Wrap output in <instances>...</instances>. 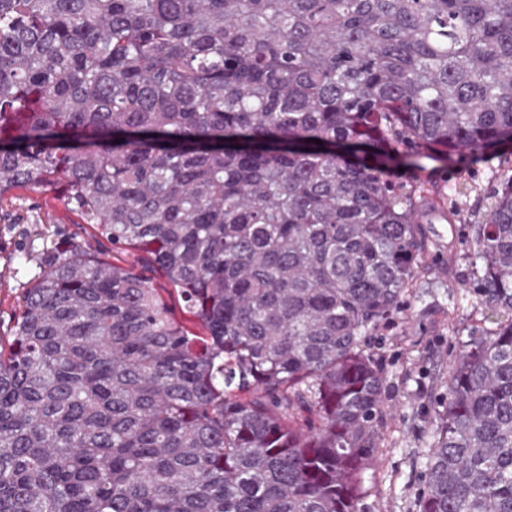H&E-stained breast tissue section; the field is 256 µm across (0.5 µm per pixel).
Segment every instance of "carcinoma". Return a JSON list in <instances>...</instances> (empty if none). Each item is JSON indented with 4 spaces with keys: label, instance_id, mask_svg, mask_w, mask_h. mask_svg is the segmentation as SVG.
I'll use <instances>...</instances> for the list:
<instances>
[{
    "label": "carcinoma",
    "instance_id": "1",
    "mask_svg": "<svg viewBox=\"0 0 512 512\" xmlns=\"http://www.w3.org/2000/svg\"><path fill=\"white\" fill-rule=\"evenodd\" d=\"M512 145V0H0V200L54 192L0 336V512H371L421 265L389 167ZM473 240L512 311V175ZM177 295L197 330L174 316ZM418 512H512V324L460 349Z\"/></svg>",
    "mask_w": 512,
    "mask_h": 512
}]
</instances>
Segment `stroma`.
I'll use <instances>...</instances> for the list:
<instances>
[{"mask_svg": "<svg viewBox=\"0 0 512 512\" xmlns=\"http://www.w3.org/2000/svg\"><path fill=\"white\" fill-rule=\"evenodd\" d=\"M512 175V149L473 158L470 152L422 157L391 168L390 179L408 186L423 182L455 200L463 217L417 207L425 267L403 311L382 326L372 345L387 361V427L376 483L368 499L373 512H418L423 461L430 431L448 392V370L469 336L485 327L512 323V311L477 303L470 275L473 239L483 223L492 184ZM81 219L52 192L18 189L0 204V329L9 330L17 299L42 267L52 243L82 235Z\"/></svg>", "mask_w": 512, "mask_h": 512, "instance_id": "35a3bbf8", "label": "stroma"}]
</instances>
